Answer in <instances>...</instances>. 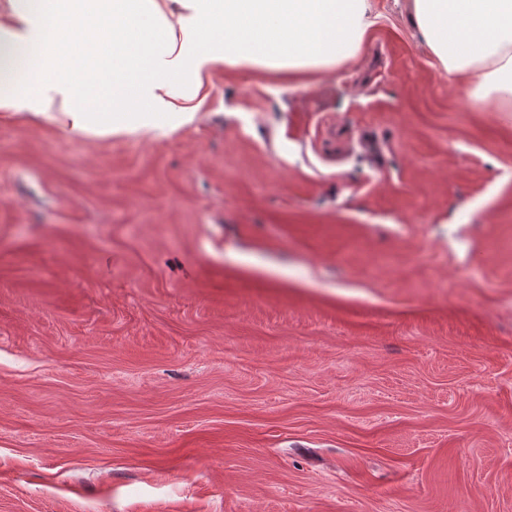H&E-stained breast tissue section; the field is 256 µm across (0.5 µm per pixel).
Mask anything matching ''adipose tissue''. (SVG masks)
I'll return each instance as SVG.
<instances>
[{
	"mask_svg": "<svg viewBox=\"0 0 512 512\" xmlns=\"http://www.w3.org/2000/svg\"><path fill=\"white\" fill-rule=\"evenodd\" d=\"M408 10L449 85L512 112V0ZM375 23L371 0H0V112L152 139L194 118L210 73H331Z\"/></svg>",
	"mask_w": 512,
	"mask_h": 512,
	"instance_id": "ef3b65f1",
	"label": "adipose tissue"
}]
</instances>
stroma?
Instances as JSON below:
<instances>
[{
	"instance_id": "obj_1",
	"label": "stroma",
	"mask_w": 512,
	"mask_h": 512,
	"mask_svg": "<svg viewBox=\"0 0 512 512\" xmlns=\"http://www.w3.org/2000/svg\"><path fill=\"white\" fill-rule=\"evenodd\" d=\"M372 6L167 136L0 112V512H512V112Z\"/></svg>"
}]
</instances>
